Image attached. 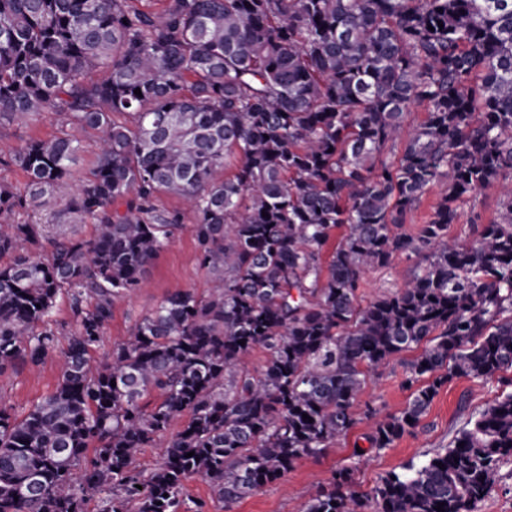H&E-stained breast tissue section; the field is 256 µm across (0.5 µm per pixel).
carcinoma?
I'll return each mask as SVG.
<instances>
[{"mask_svg": "<svg viewBox=\"0 0 512 512\" xmlns=\"http://www.w3.org/2000/svg\"><path fill=\"white\" fill-rule=\"evenodd\" d=\"M136 2L0 0V120L51 109L62 123L0 156L28 178L24 194L0 185V214L52 195L99 135L67 204L93 239L0 224L14 255L0 267V371L53 352L59 296L75 322L54 391L22 415L0 406V512H85L95 495L102 512H203L184 493L193 476L228 507L345 437L366 373L417 347L406 407L363 411L370 448L413 433L454 377H496L500 395L366 493L341 467L305 512H478L512 461V379L497 377L512 369V0ZM98 68L108 76L87 81ZM416 106L426 118L409 129ZM435 184L428 222L402 231ZM492 187L486 224L475 206ZM163 194L185 209L159 208ZM464 216L468 232L449 235ZM184 230L208 295L170 293L93 363L115 305ZM399 255L420 258L413 274L362 303L365 271ZM187 419V415H184L183 417L174 421L166 435L157 442L158 444L154 448H145L142 450L139 457V464L142 469H151L157 464L162 455L163 444L168 439H170L171 436L175 435L182 429Z\"/></svg>", "mask_w": 512, "mask_h": 512, "instance_id": "carcinoma-1", "label": "carcinoma"}]
</instances>
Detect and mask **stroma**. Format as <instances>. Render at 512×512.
<instances>
[{
	"instance_id": "obj_1",
	"label": "stroma",
	"mask_w": 512,
	"mask_h": 512,
	"mask_svg": "<svg viewBox=\"0 0 512 512\" xmlns=\"http://www.w3.org/2000/svg\"><path fill=\"white\" fill-rule=\"evenodd\" d=\"M61 125L52 112L24 120L0 121V147L21 146L32 140H48L58 135ZM97 137L88 135L82 151L73 166L74 177L63 186L51 203L34 208L30 213L33 223L46 225L49 236L64 232L61 224L51 223L52 213L64 209L65 202L74 194L95 166ZM415 259L397 257L387 268H375L364 273L360 292L364 300L395 291L408 278ZM210 276L197 261V247L191 233L176 236L157 256L149 268L145 288L116 304L112 320L100 345L94 350L96 360L109 358L115 342L133 331L137 320L154 308L166 295L178 289H192L205 295ZM416 350L399 354L397 363L376 372H368L360 395L361 405H370L387 412L403 409L411 392L402 384L403 364L414 359ZM59 378L58 362L49 359L34 366L24 361L0 373V405L21 412L31 408L50 394ZM495 380L455 378L441 387L419 426L404 435L393 447L383 451L369 449L365 435L366 423H358L345 439L337 442L319 457L300 459L286 476L265 486L232 507H224L210 486L199 478L184 483L185 494L204 502L208 512H304L310 491L327 482L332 474L349 463H356L355 488L367 492L381 477L391 472H402L409 463L421 464L437 449L448 447L455 433L472 415L488 406L498 395ZM363 448L361 458H354L356 448Z\"/></svg>"
}]
</instances>
